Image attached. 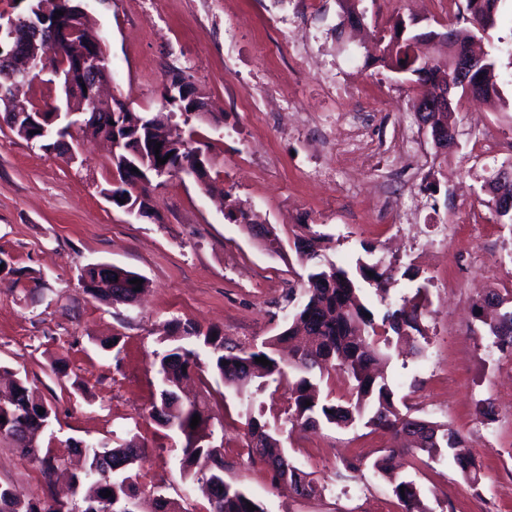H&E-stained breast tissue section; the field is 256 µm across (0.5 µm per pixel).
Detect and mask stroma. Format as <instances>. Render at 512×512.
I'll return each instance as SVG.
<instances>
[{
	"instance_id": "stroma-1",
	"label": "stroma",
	"mask_w": 512,
	"mask_h": 512,
	"mask_svg": "<svg viewBox=\"0 0 512 512\" xmlns=\"http://www.w3.org/2000/svg\"><path fill=\"white\" fill-rule=\"evenodd\" d=\"M359 8L371 34L399 20L416 32L462 24L448 0H360ZM86 9L107 47L113 97L158 112L177 72L202 94L204 118L177 114L172 122L193 128L209 179L183 175L151 188L144 217L104 196L113 178L106 144L77 136L67 160L0 122V258L10 265L0 274V367L51 405L38 442L61 464L44 477L2 440L0 486L27 499L67 497L76 443L134 437L147 448L132 471L140 488L177 500L184 512H207L198 483L183 474L181 439L148 416L161 389L152 361L164 348L158 330L173 319L219 328L243 345L287 324L296 256L269 253L229 220L243 208L284 237L297 224L326 225L336 263L367 250L373 260H394L389 301L418 298L425 338L420 355L393 353L387 379L413 416L467 437L483 479L471 489L448 457L424 453L405 474L426 512H512V358L491 347L472 316L480 295L512 291V227L496 223L482 188L493 168L512 163V58L497 52L512 43V0H501L498 25L481 41L499 56L508 108L456 99L455 147L439 149L415 129L426 168L393 172L385 151L413 116L416 90L406 75L364 65L339 0H86ZM257 86L278 97L279 112L309 120L283 133ZM89 263L145 278L140 302L93 299L79 280ZM115 336L117 355L102 347ZM60 360L62 375L54 371ZM190 391L224 424L225 481L265 512H402L392 485L372 469L387 444L382 433L332 426L285 437L288 455L323 488L299 497L248 460L233 389L204 370ZM348 460L359 471L346 470Z\"/></svg>"
}]
</instances>
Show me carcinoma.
Here are the masks:
<instances>
[{
	"instance_id": "cac0c4a2",
	"label": "carcinoma",
	"mask_w": 512,
	"mask_h": 512,
	"mask_svg": "<svg viewBox=\"0 0 512 512\" xmlns=\"http://www.w3.org/2000/svg\"><path fill=\"white\" fill-rule=\"evenodd\" d=\"M497 0H465V11L469 21L481 24L490 20L491 27L497 25ZM53 10L62 12L58 16V50L48 58L53 67L62 63L58 52L69 53L76 49L85 25L64 15L66 8L55 5ZM404 22L395 23L390 35H380L368 54L390 70L406 73L415 84L419 101L432 90L447 84L456 58L457 47L467 43V37L454 28L446 32L434 30L405 35L399 30ZM430 42L438 48L432 55L421 56L413 44ZM478 84L486 98H495L501 106L506 101L501 97L497 82V58L484 59ZM119 100L112 99L101 106V111L81 113L77 119L88 123L92 135L109 139L119 136L141 144L143 155L137 160L128 152L119 150L112 158L116 169V184L105 190L112 203L123 207L118 199L137 201L138 186L135 174L130 170L136 165L142 173L160 180L172 176L171 168L178 160L192 161L196 147L192 138L181 134L166 147L171 154L169 168L157 163L148 152V141L153 137L158 114L143 112H115L113 106ZM334 235L324 224H299L291 238L285 240L272 227L266 230L265 247L274 254H282L289 248L296 254L302 274L299 287L289 289L288 302L294 304L288 318V326L266 338L259 345L244 346L224 340L218 328L203 329L190 320H174L164 329L170 343L157 356V373L163 388L159 399L151 403L149 417L160 425L172 429L183 438V470L205 484L210 508L208 512H249L247 504L257 507L255 512H264L258 502L245 491L224 482V456L213 444L215 434L214 417L203 401L185 403L176 392L178 384L200 368L201 353H206L208 366L214 376L233 386L245 397L244 417L247 456L268 464L278 479L288 477V485L295 493L311 496L319 493L317 485L308 479V474L291 461L280 446L279 432L287 427L302 431H314L323 425L348 427L357 422L390 435L391 439H405L407 444L398 448L388 446L384 454L373 463L379 474H387L396 466L403 453L426 452L431 456L447 453L452 456L467 483L476 488L481 481L480 467L475 458L457 453L464 443L460 432L446 424H438L412 416L403 411L394 401V394L387 377L376 366L389 359L392 345L386 333L393 332L397 338L424 336L422 306L403 300L399 306L387 305L381 323L375 322L374 313L362 303L357 295L361 285L369 284L381 290L384 276L390 268H382L381 262L371 263L363 257L355 261V268L348 270L336 265L327 251L332 249ZM118 278L122 288H91L96 277ZM139 275L121 267L103 272L93 263L85 265L80 272V281L85 291L95 300L111 305H129L137 300L140 292L131 280ZM511 303L498 293L481 297L474 305L475 318L485 327L491 345L503 354L512 356V309L483 314L487 307H503ZM383 332H378V328ZM265 357L270 364L264 366L255 361ZM340 369L351 379L350 397L335 401L325 396L321 382L331 372ZM288 387V411L275 423L264 419L262 409L253 404L251 385L262 391L267 380ZM45 413L38 414L39 409ZM52 407L37 394L28 382L16 378L6 390L0 389V438L8 440L23 454L34 460L47 475L55 470V461L49 453H41L33 443V435L48 418ZM200 421L196 428L190 423L194 415ZM86 459L83 475L74 478L81 488L87 480L93 481L92 492L83 496L81 512H119L130 507L133 512L141 510V491L128 475V471L141 462L143 446L127 441L117 446L107 443L88 444L83 449ZM111 491L105 498L102 493ZM393 491L403 505V512H425L421 506L419 491L411 481L402 480ZM57 499L49 497L38 501H23L8 487H0V512H56Z\"/></svg>"
}]
</instances>
